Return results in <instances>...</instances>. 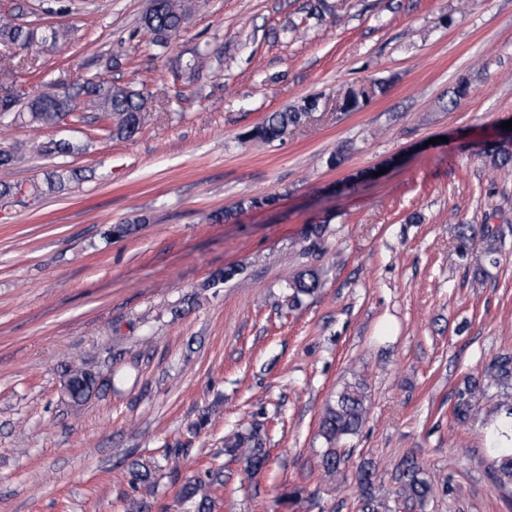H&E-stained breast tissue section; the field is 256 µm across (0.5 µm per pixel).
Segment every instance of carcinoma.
Wrapping results in <instances>:
<instances>
[{
  "mask_svg": "<svg viewBox=\"0 0 512 512\" xmlns=\"http://www.w3.org/2000/svg\"><path fill=\"white\" fill-rule=\"evenodd\" d=\"M194 9V0H152V4L143 17L145 26L154 34L156 43L165 47L175 40L187 18ZM67 37V31L52 29L46 33L36 27L17 24L9 17H0V45H13L28 48L34 43L51 40L58 42ZM377 86L365 93L359 89L349 90L341 104L344 111H354L375 94ZM86 100L100 112V118L106 121V132L110 137L132 138L140 130L143 121L144 98L142 92L127 86L116 85L106 80L87 79L81 84L62 87L54 85L44 90L20 92L13 101L0 103V116L14 115V119L32 124L52 127L79 111L81 100ZM318 109V99L305 98L301 102L274 112L259 126L248 133L250 138L267 142L278 140L288 130L308 124ZM480 237L483 253L488 264L498 262V234L489 224L477 228L472 224L460 225L457 253L465 255L466 249ZM320 286L318 275L313 271H304L288 282L291 294L288 304L296 307L306 296L314 295ZM65 390L71 402L79 405L93 392L97 384L96 375L82 366H75L66 372ZM512 383V356H498L481 376H468L455 392L452 405V417L458 424L466 423L472 415L477 396L484 394L493 385L507 386ZM366 384L358 380L346 385L340 391L333 404L323 413L319 424L321 436L331 444L321 456V466L325 475L336 476L346 467L348 457L345 450L336 447L340 440L356 433L367 414ZM233 460L245 464L247 473L255 477L267 466L269 454L258 426L236 435L234 441L225 449ZM493 474L499 486H512V453L501 454L492 461ZM129 482L133 486L150 481L151 470L139 463L131 464L128 470ZM374 467L364 462L356 471L360 489L362 512H376L377 505L372 494ZM396 483L397 497L413 504L424 503L433 493L434 481L423 465L413 456H407L398 465ZM224 485V472L211 470L204 476L189 480L183 488V498L194 503L195 512H211L214 490Z\"/></svg>",
  "mask_w": 512,
  "mask_h": 512,
  "instance_id": "carcinoma-1",
  "label": "carcinoma"
}]
</instances>
